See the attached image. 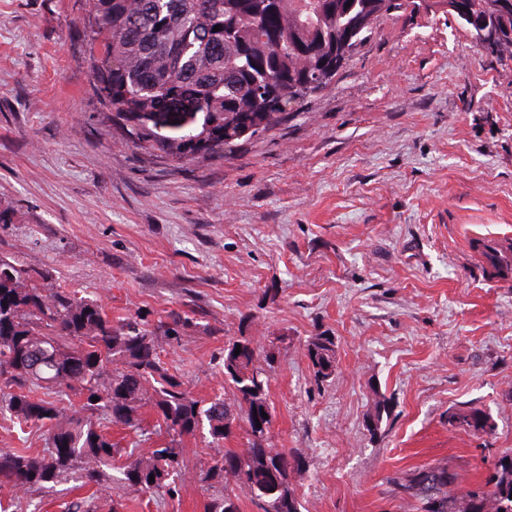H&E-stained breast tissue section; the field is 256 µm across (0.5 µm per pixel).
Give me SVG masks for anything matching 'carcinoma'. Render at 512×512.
<instances>
[{"mask_svg": "<svg viewBox=\"0 0 512 512\" xmlns=\"http://www.w3.org/2000/svg\"><path fill=\"white\" fill-rule=\"evenodd\" d=\"M488 5L489 0H463L454 18L472 29ZM403 6L402 0H84L93 91L107 111L132 123V135L178 159L199 151L224 154L288 114V105L275 107L270 96H280L285 87L289 105H296L331 84L378 19ZM497 28L501 37L491 53L512 51V9L500 13ZM343 38L348 50L327 74L319 63ZM169 103L178 111L198 104L200 126L162 137L153 116ZM46 279L0 256V411L20 424L48 428L42 454L0 449V486L40 488L69 478L99 483L118 454L106 428L136 427L146 405L169 441L147 458H128L120 468L123 486L169 492L184 464V438L205 428L219 443L241 430L247 447L224 450L204 473L203 480L217 489L208 512H240L241 494L262 512H301L290 476L302 469V455L273 453L266 445L271 419L262 413L269 412V375L249 339L224 345L222 365L232 397L201 401L158 352L162 340L181 341L193 317L170 311L153 324L138 313L114 322L97 301L38 284ZM306 350L315 379L330 378L334 337L311 336ZM60 395L77 399L68 415ZM452 419L475 433L491 429L479 408ZM454 482L448 465L428 464L399 487L419 503V512H512V452L494 463L477 489L455 497L448 493Z\"/></svg>", "mask_w": 512, "mask_h": 512, "instance_id": "carcinoma-1", "label": "carcinoma"}]
</instances>
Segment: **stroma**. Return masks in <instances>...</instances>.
I'll list each match as a JSON object with an SVG mask.
<instances>
[{
    "label": "stroma",
    "mask_w": 512,
    "mask_h": 512,
    "mask_svg": "<svg viewBox=\"0 0 512 512\" xmlns=\"http://www.w3.org/2000/svg\"><path fill=\"white\" fill-rule=\"evenodd\" d=\"M83 17L84 0H0V254L115 320L194 312L159 352L195 398L223 394L225 342L274 352L270 445L302 454L301 512H416L389 480L429 463L480 484L512 450V275L470 249L512 239V57L406 0L269 130L178 160L100 105ZM321 332L336 341L324 383L306 351ZM472 407L492 432L450 421ZM108 433L144 458L164 439L147 407ZM246 445L186 438L173 495L112 469L0 487V512H206L202 469Z\"/></svg>",
    "instance_id": "stroma-1"
}]
</instances>
